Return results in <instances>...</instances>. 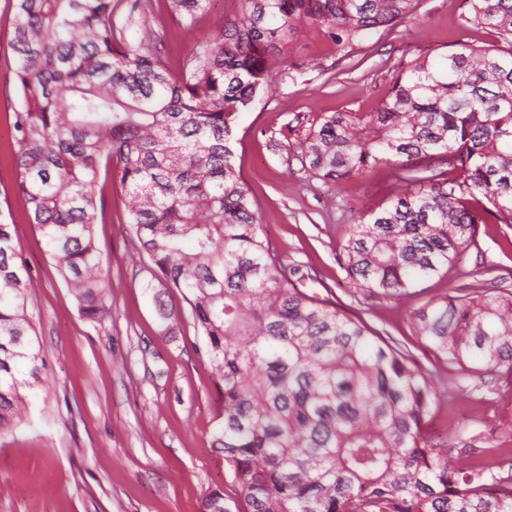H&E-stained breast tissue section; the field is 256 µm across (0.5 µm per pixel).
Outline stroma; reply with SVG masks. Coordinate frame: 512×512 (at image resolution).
I'll use <instances>...</instances> for the list:
<instances>
[{
  "instance_id": "obj_1",
  "label": "stroma",
  "mask_w": 512,
  "mask_h": 512,
  "mask_svg": "<svg viewBox=\"0 0 512 512\" xmlns=\"http://www.w3.org/2000/svg\"><path fill=\"white\" fill-rule=\"evenodd\" d=\"M238 12V0H210L193 35L168 24V61L177 63L195 40ZM466 14L465 0H422L411 18L369 33L346 53L313 36L283 44L274 88L239 115L234 150L265 235L284 265L302 274L299 288L406 341L443 395L426 435L477 448L486 423L512 415V375L497 378L496 396L474 403L460 389L463 373L417 340L411 314L456 288L512 286V226L479 225L476 246L460 252L447 274L420 283L415 296L366 295L339 261L341 244L360 213L384 206L397 192L399 171L383 166L336 182L310 177L289 129L299 115L374 111L410 61H434L464 44H494L493 33L466 25ZM13 20L12 0H0V129L8 130L17 106ZM14 150L12 140H0V212L36 284L28 316L46 370L20 391L23 418L0 429V512H200L203 498L217 489L228 512H244V496L213 445L220 398L195 350L190 309L142 253L126 222L124 191L108 188L109 209L95 226L112 294L109 316L93 322L80 314L29 222Z\"/></svg>"
}]
</instances>
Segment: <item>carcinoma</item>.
Here are the masks:
<instances>
[{"instance_id": "1", "label": "carcinoma", "mask_w": 512, "mask_h": 512, "mask_svg": "<svg viewBox=\"0 0 512 512\" xmlns=\"http://www.w3.org/2000/svg\"><path fill=\"white\" fill-rule=\"evenodd\" d=\"M180 58L157 4L191 31L209 0H15L18 190L81 315L107 316L94 224L107 185L158 275L190 307L224 400L213 446L247 512H512V458L457 469L424 433L440 398L406 345L297 288L233 158L236 120L272 91L279 45L305 24L338 50L412 16L419 0H239ZM499 38L407 65L373 112L296 117V159L324 179L403 171L404 190L359 215L341 246L358 288L414 294L512 224V0H466ZM138 36H130L131 28ZM34 288L0 220V429L40 378ZM417 339L472 378L512 370V291L445 294L411 314Z\"/></svg>"}]
</instances>
